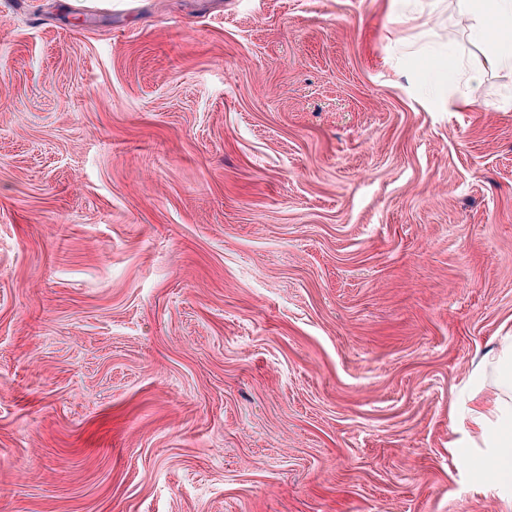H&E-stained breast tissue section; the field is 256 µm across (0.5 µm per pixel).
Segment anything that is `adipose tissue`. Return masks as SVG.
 I'll return each mask as SVG.
<instances>
[{"label": "adipose tissue", "mask_w": 512, "mask_h": 512, "mask_svg": "<svg viewBox=\"0 0 512 512\" xmlns=\"http://www.w3.org/2000/svg\"><path fill=\"white\" fill-rule=\"evenodd\" d=\"M460 23L483 48L485 68L512 70V0H457ZM473 373L467 420L504 480L512 479V333Z\"/></svg>", "instance_id": "adipose-tissue-1"}]
</instances>
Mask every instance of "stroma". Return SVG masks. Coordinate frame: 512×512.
Segmentation results:
<instances>
[{
  "label": "stroma",
  "instance_id": "1",
  "mask_svg": "<svg viewBox=\"0 0 512 512\" xmlns=\"http://www.w3.org/2000/svg\"><path fill=\"white\" fill-rule=\"evenodd\" d=\"M408 2L0 0V512H505L512 72ZM497 351L473 372L467 420L484 448H491L504 480L512 479V333L497 336ZM487 384L491 397L484 395Z\"/></svg>",
  "mask_w": 512,
  "mask_h": 512
}]
</instances>
